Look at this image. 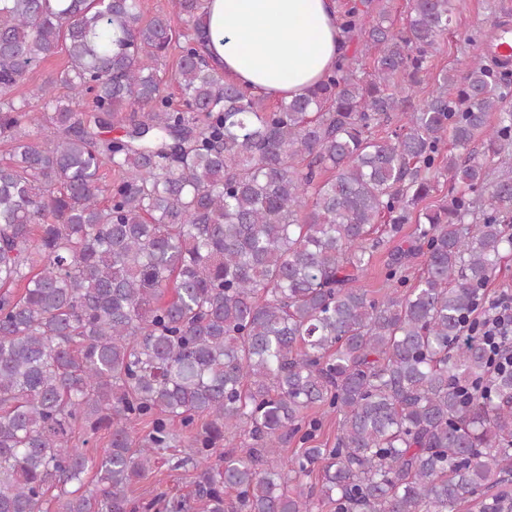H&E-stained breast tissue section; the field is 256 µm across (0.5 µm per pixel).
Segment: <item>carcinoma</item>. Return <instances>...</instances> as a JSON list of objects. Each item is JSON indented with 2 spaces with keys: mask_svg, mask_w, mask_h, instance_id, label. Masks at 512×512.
Returning a JSON list of instances; mask_svg holds the SVG:
<instances>
[{
  "mask_svg": "<svg viewBox=\"0 0 512 512\" xmlns=\"http://www.w3.org/2000/svg\"><path fill=\"white\" fill-rule=\"evenodd\" d=\"M171 2L0 0V512H134L161 460L202 512H512V371L464 327L512 252V166L476 151L512 149L508 64L416 107L454 0H341L336 66L269 108L205 57L203 0ZM178 50L172 51L165 61V64L160 66V77L162 78L160 88L161 95L177 97V79H176V59ZM66 56L64 53H58L48 59L42 60L33 66L27 73L26 79L19 85L17 90V97L26 98L29 100L31 105L39 108L41 102L33 96L34 89L41 83L42 78L47 71L60 69L65 65Z\"/></svg>",
  "mask_w": 512,
  "mask_h": 512,
  "instance_id": "obj_1",
  "label": "carcinoma"
}]
</instances>
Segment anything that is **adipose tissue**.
Instances as JSON below:
<instances>
[{
    "mask_svg": "<svg viewBox=\"0 0 512 512\" xmlns=\"http://www.w3.org/2000/svg\"><path fill=\"white\" fill-rule=\"evenodd\" d=\"M203 27L209 62L273 100L316 86L338 55L334 0H208Z\"/></svg>",
    "mask_w": 512,
    "mask_h": 512,
    "instance_id": "ef3b65f1",
    "label": "adipose tissue"
}]
</instances>
